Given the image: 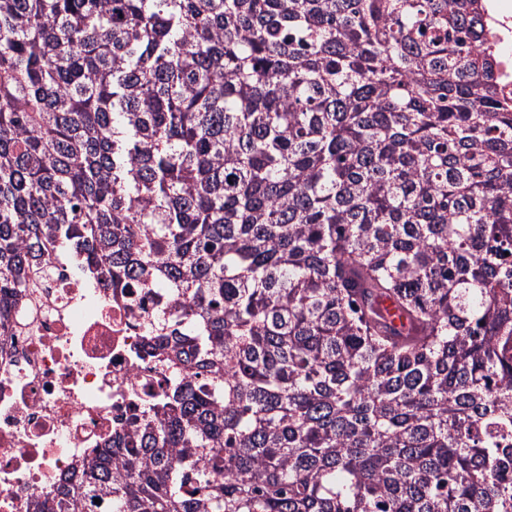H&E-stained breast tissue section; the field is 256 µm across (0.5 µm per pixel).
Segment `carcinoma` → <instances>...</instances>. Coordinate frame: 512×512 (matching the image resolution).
I'll use <instances>...</instances> for the list:
<instances>
[{
    "label": "carcinoma",
    "instance_id": "1",
    "mask_svg": "<svg viewBox=\"0 0 512 512\" xmlns=\"http://www.w3.org/2000/svg\"><path fill=\"white\" fill-rule=\"evenodd\" d=\"M478 2L0 0V334L51 248L184 312L149 419L30 512H512Z\"/></svg>",
    "mask_w": 512,
    "mask_h": 512
}]
</instances>
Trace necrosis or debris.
Wrapping results in <instances>:
<instances>
[{
  "label": "necrosis or debris",
  "mask_w": 512,
  "mask_h": 512,
  "mask_svg": "<svg viewBox=\"0 0 512 512\" xmlns=\"http://www.w3.org/2000/svg\"><path fill=\"white\" fill-rule=\"evenodd\" d=\"M161 290L85 287L58 255L13 312L0 350V512H28L169 388L143 334Z\"/></svg>",
  "instance_id": "1"
}]
</instances>
